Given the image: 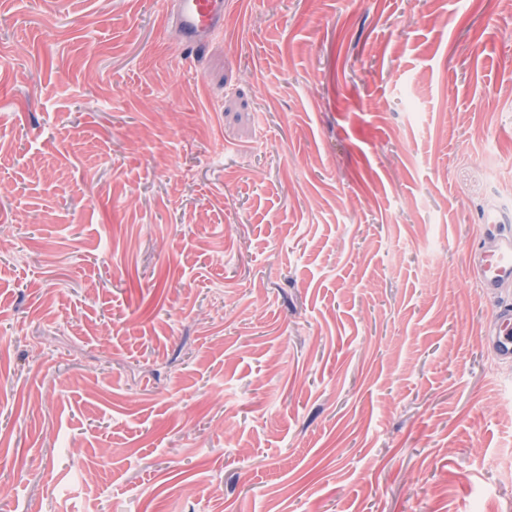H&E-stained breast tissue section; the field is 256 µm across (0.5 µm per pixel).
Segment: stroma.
Masks as SVG:
<instances>
[{
  "mask_svg": "<svg viewBox=\"0 0 512 512\" xmlns=\"http://www.w3.org/2000/svg\"><path fill=\"white\" fill-rule=\"evenodd\" d=\"M512 0H0V512H512ZM173 19L183 46L197 49L224 27L223 0H174ZM484 234L495 243L493 249L482 248L469 255V266L479 278L480 288L495 293L512 283V209L495 206L483 214ZM499 328L489 339V344L500 360H512V307L510 304L501 309Z\"/></svg>",
  "mask_w": 512,
  "mask_h": 512,
  "instance_id": "1",
  "label": "stroma"
}]
</instances>
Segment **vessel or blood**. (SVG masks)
<instances>
[{"label":"vessel or blood","mask_w":512,"mask_h":512,"mask_svg":"<svg viewBox=\"0 0 512 512\" xmlns=\"http://www.w3.org/2000/svg\"><path fill=\"white\" fill-rule=\"evenodd\" d=\"M173 19L183 46L193 50L224 27V0H173ZM483 230L493 240L491 250L477 249L469 255V265L481 288L494 293L512 284V209L495 206L483 214ZM499 328L489 339L498 359L512 360V307L504 306Z\"/></svg>","instance_id":"obj_1"}]
</instances>
